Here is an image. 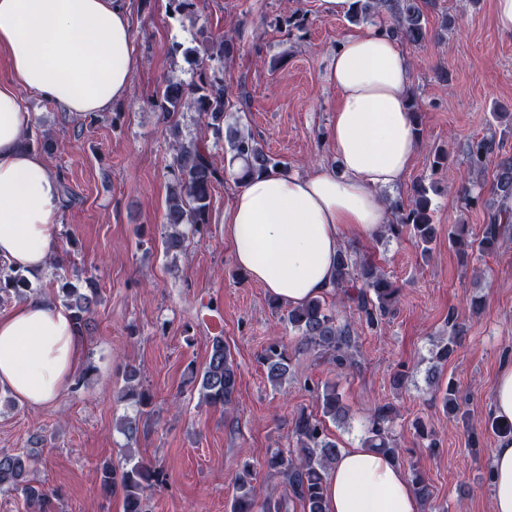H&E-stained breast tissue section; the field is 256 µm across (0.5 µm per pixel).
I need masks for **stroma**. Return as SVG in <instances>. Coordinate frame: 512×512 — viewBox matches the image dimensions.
I'll list each match as a JSON object with an SVG mask.
<instances>
[{
	"mask_svg": "<svg viewBox=\"0 0 512 512\" xmlns=\"http://www.w3.org/2000/svg\"><path fill=\"white\" fill-rule=\"evenodd\" d=\"M493 0H423L428 35L406 46L410 93L420 115V148L402 184L388 200H409L420 180L436 182L433 221L437 237L429 262H422L410 235L351 238L348 247L370 256L399 288V299L383 333L361 329L358 367L345 377L326 360L310 355L293 361L292 374L273 387L257 356L286 330L268 293L243 278L236 265L224 212L238 189L225 176L212 192L209 230L188 238L184 251L164 254L163 215L172 186L167 166L173 155L162 133L157 96L165 80L198 81L195 61L176 45H198L202 35L232 34L234 56L223 62L229 119L239 121L291 173L334 168L329 143L338 104L328 81L332 54L344 38L368 30L344 16L324 14L319 0H195L192 13H172L168 0H128L137 61L127 96L93 116L63 111L21 91L31 119V143L52 138L44 153L50 170L80 202L60 209L61 231L52 251L62 264L33 283L53 296L55 275L94 276L99 297L84 337L89 380L65 389L52 404L32 408L0 401V452L29 448L43 438L34 479L56 492L57 512H122V498L103 497L98 467L124 462L125 448L160 466L164 483L151 495L150 512H229L241 461L254 465L256 482L280 487L263 465L267 452L292 446L291 420L314 411L312 383L337 382L350 410L347 425L330 426L340 447L362 441L375 406L398 410L394 434L407 462L419 467L432 497L421 512H491L485 480L500 437L492 427L491 403L497 372L512 353V249L461 267L448 245V228L467 225L478 235L492 197L491 174L480 180L481 200L464 205L459 189L469 174L466 146L495 136L512 154V128L496 113H512V39L492 20ZM455 19L442 30L443 16ZM448 150L447 166L433 169L435 148ZM485 304L469 313L472 296ZM467 324L461 346L442 371L459 391L461 411L448 419L425 382L430 353L447 337L448 311ZM223 335L240 372L232 408L200 403L187 383L188 366L203 367L212 336ZM133 364L154 394L153 413L136 442L116 429L135 408L119 401L121 367ZM411 377L392 387L401 367ZM424 419L440 441L430 449L413 428ZM477 435L478 449L469 446Z\"/></svg>",
	"mask_w": 512,
	"mask_h": 512,
	"instance_id": "35a3bbf8",
	"label": "stroma"
}]
</instances>
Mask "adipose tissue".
Masks as SVG:
<instances>
[{"label": "adipose tissue", "mask_w": 512, "mask_h": 512, "mask_svg": "<svg viewBox=\"0 0 512 512\" xmlns=\"http://www.w3.org/2000/svg\"><path fill=\"white\" fill-rule=\"evenodd\" d=\"M0 264L46 269L60 226L57 177L27 148L26 90L75 114L107 111L129 90L135 67L127 0H0ZM328 80L339 95L330 145L341 172L248 179L224 212L237 265L280 302L297 305L331 288L346 237L378 233L383 194L409 171L420 144L408 109L411 68L378 28L343 39ZM84 345L69 311L29 296L0 315V386L22 404L55 401ZM493 512H512V434L491 455ZM326 512H420L406 469L391 456L343 449L325 482Z\"/></svg>", "instance_id": "ef3b65f1"}]
</instances>
